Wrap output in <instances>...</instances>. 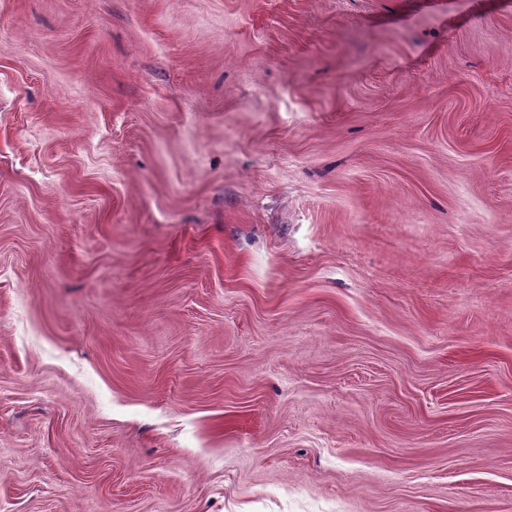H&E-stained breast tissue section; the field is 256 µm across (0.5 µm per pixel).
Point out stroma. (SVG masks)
Wrapping results in <instances>:
<instances>
[{"instance_id": "1", "label": "stroma", "mask_w": 512, "mask_h": 512, "mask_svg": "<svg viewBox=\"0 0 512 512\" xmlns=\"http://www.w3.org/2000/svg\"><path fill=\"white\" fill-rule=\"evenodd\" d=\"M0 512H512V0H0Z\"/></svg>"}]
</instances>
